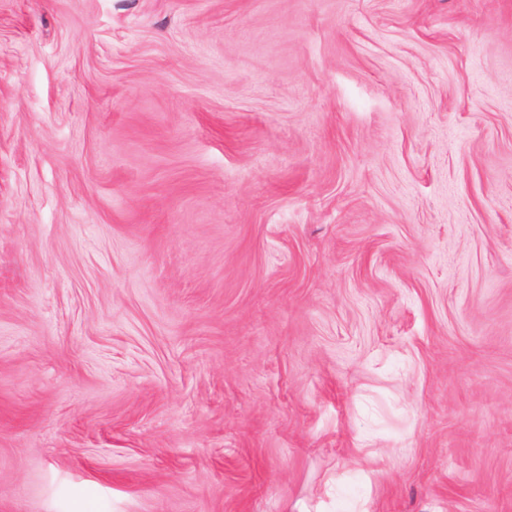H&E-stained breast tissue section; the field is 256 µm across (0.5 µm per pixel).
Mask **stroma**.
Listing matches in <instances>:
<instances>
[{"label": "stroma", "instance_id": "35a3bbf8", "mask_svg": "<svg viewBox=\"0 0 512 512\" xmlns=\"http://www.w3.org/2000/svg\"><path fill=\"white\" fill-rule=\"evenodd\" d=\"M0 512H512V0H0Z\"/></svg>", "mask_w": 512, "mask_h": 512}]
</instances>
